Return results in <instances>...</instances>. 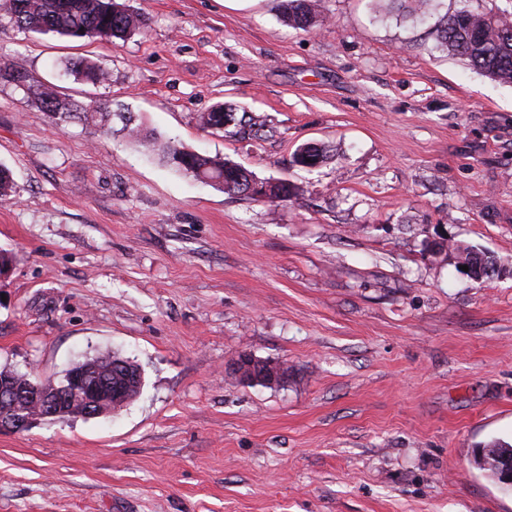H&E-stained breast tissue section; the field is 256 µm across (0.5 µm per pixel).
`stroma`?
I'll return each instance as SVG.
<instances>
[{"label": "stroma", "instance_id": "obj_1", "mask_svg": "<svg viewBox=\"0 0 512 512\" xmlns=\"http://www.w3.org/2000/svg\"><path fill=\"white\" fill-rule=\"evenodd\" d=\"M321 2L304 31L278 0H126L150 22L113 43L0 19L28 83L300 189L224 193L0 77V368L115 353L144 376L120 412L0 432V512H512L474 461L512 443V84L438 48L460 0ZM79 58L108 82L64 75ZM225 104L265 135L204 129ZM309 143L327 160L294 165ZM242 354L287 381L239 382Z\"/></svg>", "mask_w": 512, "mask_h": 512}]
</instances>
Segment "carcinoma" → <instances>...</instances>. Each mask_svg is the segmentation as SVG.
Instances as JSON below:
<instances>
[{
  "label": "carcinoma",
  "instance_id": "1",
  "mask_svg": "<svg viewBox=\"0 0 512 512\" xmlns=\"http://www.w3.org/2000/svg\"><path fill=\"white\" fill-rule=\"evenodd\" d=\"M321 0H280L279 10L289 25L307 30L321 17ZM388 0V10L403 16L416 12L426 13L435 9L436 0ZM464 5L451 15L440 20L437 41L449 54L459 57L467 64L501 83L512 84V14L484 12ZM0 17H7L16 26L32 33H55L71 39H100L112 42L125 41L142 33L147 28L145 16L130 9L118 0H0ZM66 71L77 78L94 84L108 80V73L95 62L86 58L69 64ZM27 100L42 111L49 112L62 122L76 114L92 122H108L112 109L101 103L78 104L59 95L52 84L28 86ZM227 107L220 105L201 116L206 129L221 130ZM234 110V107L227 108ZM266 120L261 115L244 114L240 119L239 132L255 137L264 131ZM127 135L140 143L145 150L158 152L171 159L183 172L214 185H224V191L232 194L244 192V187L253 176L240 165L219 155L209 156L186 150L179 145L157 138H142L137 129L124 126ZM512 456V444L494 441L481 446L475 454L479 468L499 479L501 459Z\"/></svg>",
  "mask_w": 512,
  "mask_h": 512
}]
</instances>
